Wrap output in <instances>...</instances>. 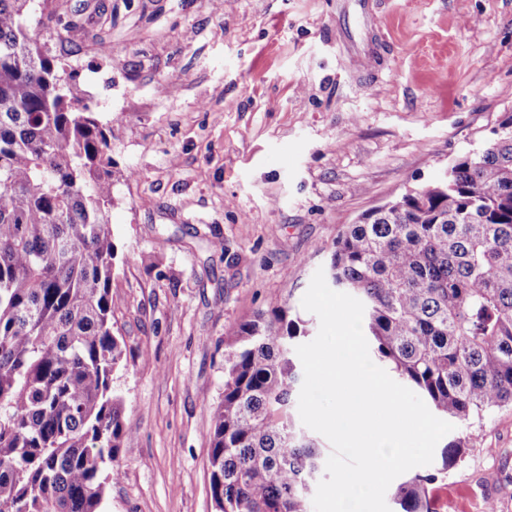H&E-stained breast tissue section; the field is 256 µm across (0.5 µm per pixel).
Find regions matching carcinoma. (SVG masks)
<instances>
[{
	"instance_id": "carcinoma-1",
	"label": "carcinoma",
	"mask_w": 512,
	"mask_h": 512,
	"mask_svg": "<svg viewBox=\"0 0 512 512\" xmlns=\"http://www.w3.org/2000/svg\"><path fill=\"white\" fill-rule=\"evenodd\" d=\"M0 0V507L99 512L125 434L112 373V128L68 69L42 0ZM327 282L365 306L372 354L443 419L512 404V113L447 175L336 237ZM306 335L291 307L257 311L224 346L210 433L215 512H310L319 443L294 419ZM393 489V512H437L432 485L463 458Z\"/></svg>"
}]
</instances>
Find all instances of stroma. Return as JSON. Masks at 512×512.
I'll use <instances>...</instances> for the list:
<instances>
[{"label": "stroma", "instance_id": "obj_1", "mask_svg": "<svg viewBox=\"0 0 512 512\" xmlns=\"http://www.w3.org/2000/svg\"><path fill=\"white\" fill-rule=\"evenodd\" d=\"M112 128V389L100 512H214L224 341L301 300L340 230L438 178L512 113V0H53ZM206 109H199L198 101ZM439 512H512V407L456 423Z\"/></svg>", "mask_w": 512, "mask_h": 512}]
</instances>
